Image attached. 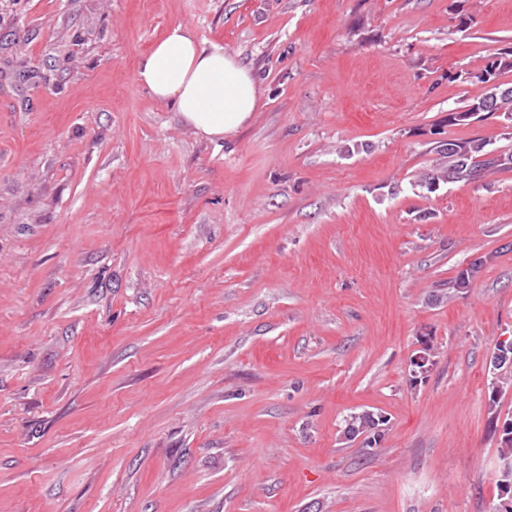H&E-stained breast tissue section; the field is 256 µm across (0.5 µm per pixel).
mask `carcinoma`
Wrapping results in <instances>:
<instances>
[{
  "mask_svg": "<svg viewBox=\"0 0 512 512\" xmlns=\"http://www.w3.org/2000/svg\"><path fill=\"white\" fill-rule=\"evenodd\" d=\"M512 71V50L498 53L483 69L468 73V77L487 83L497 75ZM501 113L512 120V85L505 83L491 88L485 96L463 107V110L448 114V124H463L481 114L494 115ZM441 152L447 155L448 165L432 170L426 175L430 183L436 181L448 182H480L505 165L512 164V154H497L486 150V142L482 139H472L458 142L450 140L442 144ZM492 261V257H481L469 263L468 267L459 271L448 281L450 292H465L471 288L472 281L482 268ZM496 371L493 388L500 391L512 384V350L505 352L499 364L493 366ZM387 423L385 416L363 412L350 416L347 433L357 437L365 435V442L371 446L381 437L382 427ZM494 433L499 436V452L502 469H500L499 485L501 488L512 490V430L505 426H494Z\"/></svg>",
  "mask_w": 512,
  "mask_h": 512,
  "instance_id": "obj_1",
  "label": "carcinoma"
}]
</instances>
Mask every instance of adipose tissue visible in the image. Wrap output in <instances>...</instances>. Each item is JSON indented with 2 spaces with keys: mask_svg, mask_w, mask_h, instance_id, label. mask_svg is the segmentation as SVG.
Wrapping results in <instances>:
<instances>
[{
  "mask_svg": "<svg viewBox=\"0 0 512 512\" xmlns=\"http://www.w3.org/2000/svg\"><path fill=\"white\" fill-rule=\"evenodd\" d=\"M136 76L198 136L214 142L242 127L260 103L252 72L223 47L205 46L179 22L140 59Z\"/></svg>",
  "mask_w": 512,
  "mask_h": 512,
  "instance_id": "ef3b65f1",
  "label": "adipose tissue"
}]
</instances>
